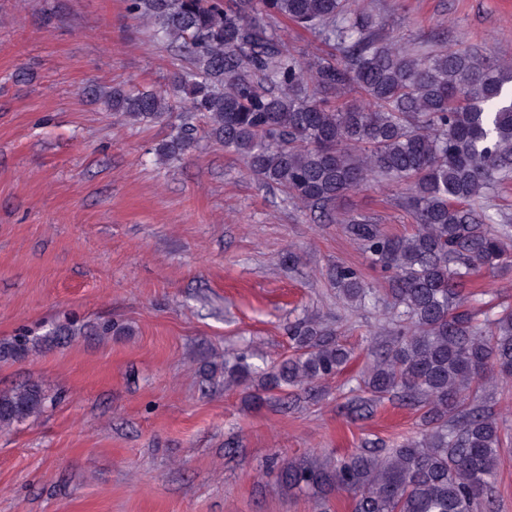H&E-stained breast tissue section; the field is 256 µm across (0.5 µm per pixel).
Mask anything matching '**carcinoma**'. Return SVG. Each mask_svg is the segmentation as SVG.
Wrapping results in <instances>:
<instances>
[{"instance_id": "carcinoma-1", "label": "carcinoma", "mask_w": 512, "mask_h": 512, "mask_svg": "<svg viewBox=\"0 0 512 512\" xmlns=\"http://www.w3.org/2000/svg\"><path fill=\"white\" fill-rule=\"evenodd\" d=\"M153 36L189 65L163 90L99 91L129 122H159L183 102L177 134L157 154L195 143L193 116L240 156L258 181L304 209L332 212L371 183L405 188L415 226L388 235L368 217L343 219L348 238L388 274L383 290L338 264L336 296L382 306L391 338L349 392L397 400L420 412L421 431L387 448L375 442L329 466L289 463L290 487L320 500L351 498L352 512H493L492 496L512 426L485 404L512 386V303L482 302L468 288L483 271L512 269V218L492 194L512 180V65L475 49L406 48L349 0H128ZM316 31L339 55L288 49L272 21ZM296 354L257 373L247 356L224 363V380L261 393L310 386L352 357L339 330L317 318L288 326ZM21 336L0 358L29 350ZM37 384L0 393V430L41 415Z\"/></svg>"}]
</instances>
